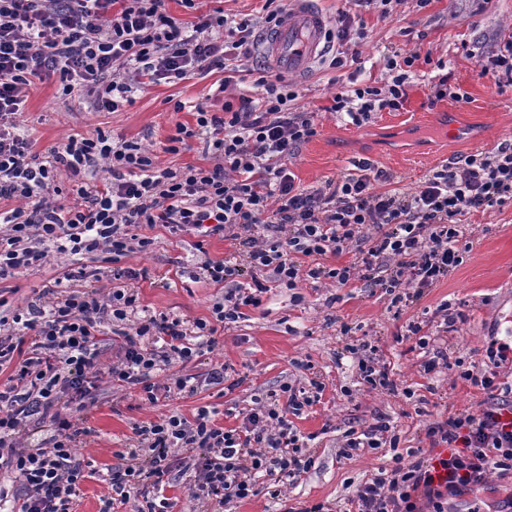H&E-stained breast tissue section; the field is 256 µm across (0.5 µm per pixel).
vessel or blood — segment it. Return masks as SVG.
<instances>
[{"mask_svg":"<svg viewBox=\"0 0 512 512\" xmlns=\"http://www.w3.org/2000/svg\"><path fill=\"white\" fill-rule=\"evenodd\" d=\"M328 27L315 0H295L284 20L263 35L261 52L279 73H304L325 51Z\"/></svg>","mask_w":512,"mask_h":512,"instance_id":"b4317fda","label":"vessel or blood"}]
</instances>
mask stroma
Listing matches in <instances>:
<instances>
[{
  "label": "stroma",
  "mask_w": 512,
  "mask_h": 512,
  "mask_svg": "<svg viewBox=\"0 0 512 512\" xmlns=\"http://www.w3.org/2000/svg\"><path fill=\"white\" fill-rule=\"evenodd\" d=\"M317 6L328 17L346 11L363 23L359 59L366 82L387 84L385 53L415 52L420 59L403 108L374 113L359 127L329 110L333 94L350 86L348 70L337 72L316 63L307 75L292 76L298 94L295 108L318 114L316 136L290 163L297 185L318 186L346 173L352 159L367 158L390 174L389 188L408 192L448 160L488 153L512 139V87H497L493 79L480 76L476 58L465 53L469 47L488 53L512 38V0H431L422 9L415 0H400L387 13L356 6L353 0H317ZM438 59L445 62L451 85L467 92L468 101L429 102ZM221 78L213 72L175 85L153 84L135 93L134 105L118 112L95 111L87 92L64 96L55 79L38 80L29 89L21 121L40 151L68 136L102 129L150 149L159 166H200L207 162L200 141L180 153L167 152V139L177 124L194 123L195 105L218 112L239 95L259 94L248 80L219 91ZM463 221L472 233L462 263L408 307L395 309L389 296L361 281L346 288L307 282L298 301L291 291L274 286L264 294L261 307L244 308L233 328L218 331L212 352L183 367V374L195 376L200 385L196 395L166 392L163 374L156 379L160 392L154 403L98 380L88 419L92 432L82 455L97 469L112 467L117 452L131 446L133 425L175 412L190 418L204 406L216 408L217 424L235 428L283 386L308 391L317 380L325 385L319 402L289 418L297 434L307 437L314 466L290 483L259 479L253 495L225 504L224 512H306L318 503L330 512H348L357 485L390 466L393 453L418 449L423 456H437L424 434L426 425L490 404L483 390L460 379L458 369L424 373L422 350L404 336L410 321L448 302L465 316L446 336L449 358L480 369L490 339L512 344V205L474 212ZM149 235L154 243L148 253L121 260L122 266L145 267L152 274L140 284L142 306L190 321L210 318L224 290L193 282L188 273L205 259H223L233 250L231 241L211 238L199 251L190 234L157 227ZM71 264V256L58 254L48 265L0 280V297L8 308L26 307L35 290L53 286ZM345 325L350 328L346 336L341 333ZM364 340L375 345L376 358L387 366L397 392L370 388L362 380L357 357L345 347ZM223 364L231 367L230 377L209 383L211 369ZM380 417L389 419L398 448H364L342 457L346 431L367 427ZM508 496L512 477L493 476L462 496L449 497L448 512H495Z\"/></svg>",
  "instance_id": "stroma-1"
}]
</instances>
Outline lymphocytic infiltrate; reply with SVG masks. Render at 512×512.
<instances>
[{"label":"lymphocytic infiltrate","mask_w":512,"mask_h":512,"mask_svg":"<svg viewBox=\"0 0 512 512\" xmlns=\"http://www.w3.org/2000/svg\"><path fill=\"white\" fill-rule=\"evenodd\" d=\"M220 30L227 39H216ZM256 41L251 21L229 24L220 7L186 26L168 13L166 0H0V200L18 202L0 212V279L42 266L55 253L95 255L111 266L107 273L71 268L66 280L87 282L85 291L46 287L26 308L0 315V328L14 333L12 342H0V372L8 374L0 384V470L16 474L21 486L12 497L0 490L8 512H74L81 483L98 475L77 449L90 433L87 399L101 373L156 401L157 373L197 360L214 348L218 329L238 321L241 308L262 305L265 274L291 291L310 280L339 288L359 280L394 307L413 304L468 251L470 230L461 216L512 204L511 140L442 166L410 192L378 191L388 176L366 159L318 187H299L288 162L316 136V115L292 109L296 92L262 67L253 80L260 97L225 102L218 113L196 105L195 125H177L169 136L174 154L206 135L216 158L210 167H158L138 142H116L101 130L68 136L42 153L19 131L17 114L34 80L58 76L63 94L86 89L96 111L116 112L133 104L135 86L198 73L224 72L219 88L227 90L239 76L238 59L249 57ZM418 59L389 57L390 84L336 93L332 111L359 126L372 113L401 109ZM101 166L107 178L89 185L85 174ZM67 197L76 205L64 206ZM157 226L234 242L233 253L203 262L192 276L226 287L210 319L188 324L142 310L139 283L149 271L120 261L148 251L153 240L144 231ZM346 252L349 263L324 265V257ZM130 319L135 325L118 338L116 364L102 368L104 325ZM511 351L489 342L487 368L459 373L485 391L490 406L426 426V437L448 448L447 457L404 460L385 420L347 431L346 450L385 444L394 450L392 468L357 487L353 512H419V493L432 512H448V493L512 474V405L504 401L512 385L499 383L495 371ZM302 406L294 393L284 403L274 397L228 430L205 407L190 419L174 413L134 425L135 446L120 452L118 465L103 476L113 495L101 512H114L134 490L159 495L190 470L189 495L199 512L252 495L258 476L278 482L300 476L315 463L288 420ZM35 424L50 430L49 444L20 447ZM441 469L445 478L435 479Z\"/></svg>","instance_id":"lymphocytic-infiltrate-1"}]
</instances>
